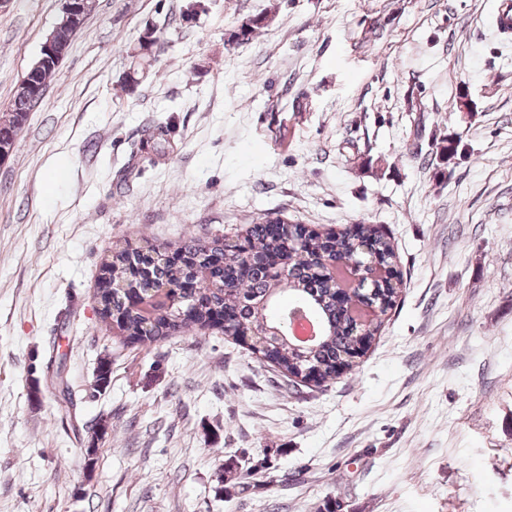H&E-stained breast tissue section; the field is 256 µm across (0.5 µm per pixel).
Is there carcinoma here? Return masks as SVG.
Returning a JSON list of instances; mask_svg holds the SVG:
<instances>
[{
  "label": "carcinoma",
  "instance_id": "cac0c4a2",
  "mask_svg": "<svg viewBox=\"0 0 512 512\" xmlns=\"http://www.w3.org/2000/svg\"><path fill=\"white\" fill-rule=\"evenodd\" d=\"M32 101L13 102L4 119L10 126L0 136V150L12 145ZM462 139L432 136V147L442 163L449 165L463 150ZM380 258L388 276L377 278L376 265L360 247ZM156 248L121 247L99 278L97 294L101 315L114 319L117 331L129 343L154 344L180 333L221 325L234 339L250 336L253 348L286 376L308 372L324 383L336 378L343 360L361 355L381 323L359 325L336 299L324 281V258L344 264L352 258L365 263L363 300L387 312L396 303L401 274L388 237L371 224H355L342 232L305 233L296 223L279 216L263 215L241 241L215 240L206 246L194 236L182 239L168 256ZM290 263L288 282L281 283L276 259ZM301 306L318 318L326 334L310 347L288 343L289 310ZM106 434L99 426L85 449L87 465L93 467L98 441Z\"/></svg>",
  "mask_w": 512,
  "mask_h": 512
}]
</instances>
